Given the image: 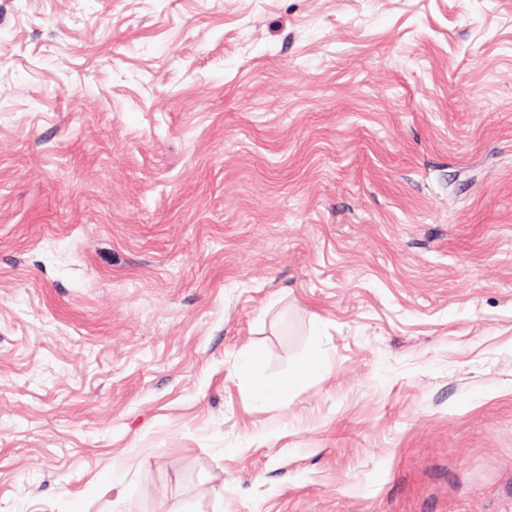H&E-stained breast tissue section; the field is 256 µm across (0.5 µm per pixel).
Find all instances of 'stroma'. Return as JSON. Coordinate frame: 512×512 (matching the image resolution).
<instances>
[{
  "instance_id": "obj_1",
  "label": "stroma",
  "mask_w": 512,
  "mask_h": 512,
  "mask_svg": "<svg viewBox=\"0 0 512 512\" xmlns=\"http://www.w3.org/2000/svg\"><path fill=\"white\" fill-rule=\"evenodd\" d=\"M0 512H512V0H0ZM322 366L323 363L318 358L302 360L288 374V377L270 385L258 387L256 395L261 400H271L284 396L302 386L308 377L316 373Z\"/></svg>"
}]
</instances>
